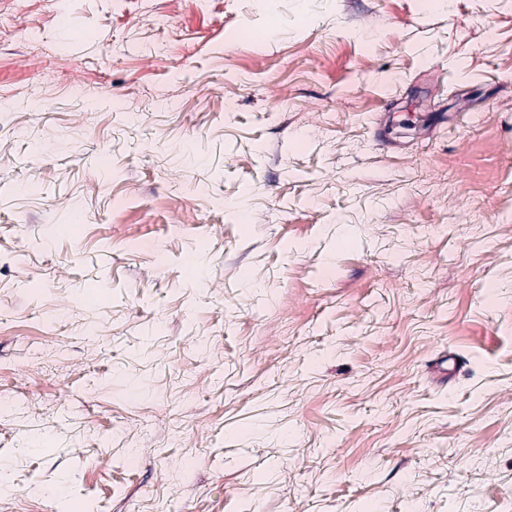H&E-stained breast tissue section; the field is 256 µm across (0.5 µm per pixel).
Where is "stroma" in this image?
Segmentation results:
<instances>
[{
	"instance_id": "stroma-1",
	"label": "stroma",
	"mask_w": 512,
	"mask_h": 512,
	"mask_svg": "<svg viewBox=\"0 0 512 512\" xmlns=\"http://www.w3.org/2000/svg\"><path fill=\"white\" fill-rule=\"evenodd\" d=\"M1 98L0 512H512V0H0Z\"/></svg>"
}]
</instances>
